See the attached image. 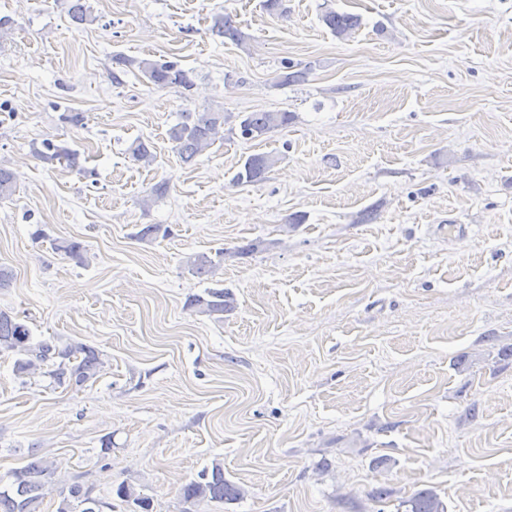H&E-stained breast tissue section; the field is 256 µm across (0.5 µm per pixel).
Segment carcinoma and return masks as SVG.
I'll return each mask as SVG.
<instances>
[{
	"mask_svg": "<svg viewBox=\"0 0 512 512\" xmlns=\"http://www.w3.org/2000/svg\"><path fill=\"white\" fill-rule=\"evenodd\" d=\"M69 15L72 22L78 25L93 21L85 0H71ZM322 21L338 37L351 35L359 26L357 16L332 9L325 11ZM211 32L214 36L237 45L245 41V35L229 13H218L214 16ZM113 63L124 67L137 66L142 78L158 88L175 87L189 91L194 86L192 72L181 68L176 61L134 60L117 56L113 58ZM310 71L309 65L301 66L286 61L283 63L279 82L282 85L300 83ZM292 119L293 115L289 112H248L240 118L239 136L245 140H254L275 129L288 126ZM225 122L224 112L219 110L204 109L180 113L179 121L168 129V137L174 143V149L182 163H193L211 148ZM128 152L138 161L148 163L153 160L150 145L142 139L132 142ZM35 156L45 163L57 161L83 177H88V171L79 163L77 151L67 146L46 141L43 149L35 152ZM277 162L278 158L273 154H253L246 158L242 169L235 175V180L238 183L259 182ZM15 188L13 172L0 167V200L10 198ZM169 235V227L161 224H146L136 233L139 240H153ZM56 249L81 265L87 261L85 249L77 241H61ZM188 266L193 276L204 281L215 275L217 263L209 256L198 255L189 258ZM232 304L231 294L217 287H208L203 294L189 299V306L209 315H220L231 308ZM2 351L20 355L15 362L18 372L43 374L50 377L56 386L73 391L86 387L105 367L102 354L86 344L73 343L59 348L47 341H34L27 320L5 311H0V352ZM56 470L54 461L36 453L31 454L26 465L11 472L10 482L0 486V512H40L45 498V487ZM117 496L125 503L134 504L140 512H152L151 498L137 493L129 485H120ZM181 497L188 504L183 512H194L193 507L204 501L225 504L238 501L243 498V491L224 479V469L216 463L212 469L202 471L198 478L184 485ZM104 508L110 509L112 505L93 498L89 490L76 483L69 487L68 495L61 498L56 512H102ZM399 508L402 512H447L445 503L431 489L413 493L399 503Z\"/></svg>",
	"mask_w": 512,
	"mask_h": 512,
	"instance_id": "obj_1",
	"label": "carcinoma"
}]
</instances>
